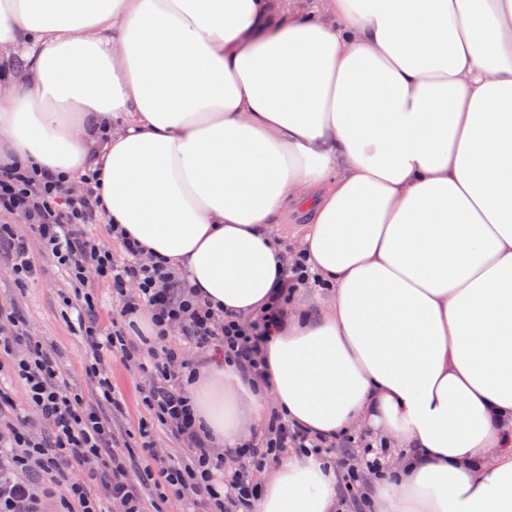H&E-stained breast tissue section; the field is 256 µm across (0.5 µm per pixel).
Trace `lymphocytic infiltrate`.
<instances>
[{"label": "lymphocytic infiltrate", "instance_id": "f902f5d3", "mask_svg": "<svg viewBox=\"0 0 512 512\" xmlns=\"http://www.w3.org/2000/svg\"><path fill=\"white\" fill-rule=\"evenodd\" d=\"M97 170L73 181L58 172L22 163H0V245L14 262L15 281L36 274L29 238L64 268L80 301L73 329L87 355L85 373L94 388L86 400L60 370L55 356L19 328L15 309L0 307V352L12 358V370L25 386L29 414L0 418V512H147L142 490L154 487L157 499L179 500L185 512H252L261 491L257 473L267 461L287 452L322 456L350 437L311 435L280 413L268 419L261 442L242 443L218 453L197 423L183 380L201 360L223 356L252 379L263 376L264 351L283 309L302 288L320 287L303 254L290 257L287 282L270 305L244 318L201 300L185 276L166 262L148 256L143 246L126 241V262L113 259L109 245L87 227L102 221ZM23 216L27 235L9 224ZM106 282L116 301L109 327L100 328L90 279ZM146 314L157 328L153 342L138 343L130 334L135 316ZM184 344L170 345L172 334ZM193 355H186V348ZM138 365L148 375L141 402L148 413L139 424L145 464L132 468L112 433V420L99 413L107 403L123 412L124 401L112 385L106 365L111 357ZM179 442V457L158 454L154 430ZM360 448L343 476L355 512H369V479L389 467L388 448L360 440ZM95 485H87V478Z\"/></svg>", "mask_w": 512, "mask_h": 512}]
</instances>
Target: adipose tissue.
<instances>
[{"label": "adipose tissue", "instance_id": "obj_1", "mask_svg": "<svg viewBox=\"0 0 512 512\" xmlns=\"http://www.w3.org/2000/svg\"><path fill=\"white\" fill-rule=\"evenodd\" d=\"M0 55V152L101 169L111 223L212 306L262 309L270 227L312 208L333 304L290 310L260 384L199 369L215 446L272 400L404 449L373 512H512V0H0ZM336 507L306 457L256 512Z\"/></svg>", "mask_w": 512, "mask_h": 512}]
</instances>
